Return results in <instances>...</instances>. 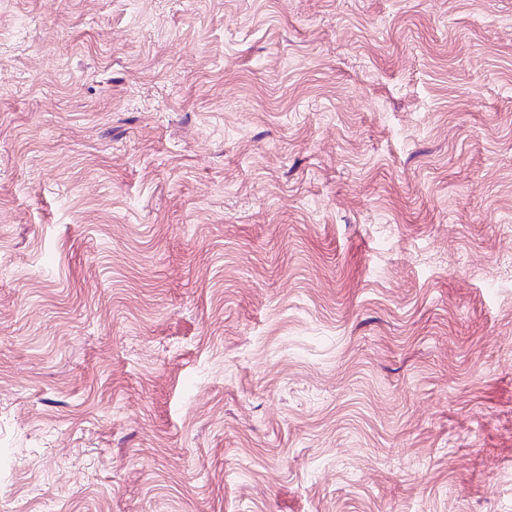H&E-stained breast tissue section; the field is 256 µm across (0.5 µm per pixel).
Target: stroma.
I'll use <instances>...</instances> for the list:
<instances>
[{
    "label": "stroma",
    "instance_id": "1",
    "mask_svg": "<svg viewBox=\"0 0 512 512\" xmlns=\"http://www.w3.org/2000/svg\"><path fill=\"white\" fill-rule=\"evenodd\" d=\"M512 0H0V512H512Z\"/></svg>",
    "mask_w": 512,
    "mask_h": 512
}]
</instances>
